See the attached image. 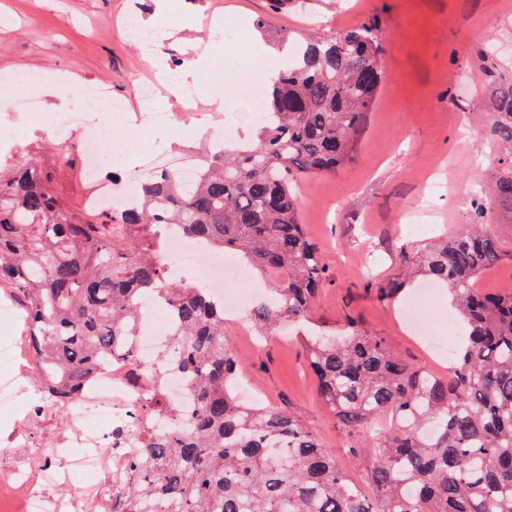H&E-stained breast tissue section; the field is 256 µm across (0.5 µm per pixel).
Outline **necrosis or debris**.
Listing matches in <instances>:
<instances>
[{"instance_id": "1", "label": "necrosis or debris", "mask_w": 512, "mask_h": 512, "mask_svg": "<svg viewBox=\"0 0 512 512\" xmlns=\"http://www.w3.org/2000/svg\"><path fill=\"white\" fill-rule=\"evenodd\" d=\"M160 258L167 270L203 285L224 304V323L244 331V315L263 295L261 281L250 268L218 249L186 235L176 224H159ZM175 331L170 303L155 299L151 319L132 339L136 361L119 357L105 363L96 379L68 407L63 431L37 443L34 430L43 428L61 406L47 393L26 332L0 346V409L26 402L22 422L0 438V512H128L123 495L135 477L134 461L145 431L163 432L186 424L195 408L190 385L169 371L165 354ZM165 393L174 415L157 413L153 401ZM93 481L69 498L53 490L69 474Z\"/></svg>"}]
</instances>
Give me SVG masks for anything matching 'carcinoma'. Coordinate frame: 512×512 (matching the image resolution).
I'll return each mask as SVG.
<instances>
[{"label": "carcinoma", "instance_id": "obj_1", "mask_svg": "<svg viewBox=\"0 0 512 512\" xmlns=\"http://www.w3.org/2000/svg\"><path fill=\"white\" fill-rule=\"evenodd\" d=\"M276 70L255 139L208 156L192 183L161 172L126 210L78 214L31 156L0 167V288L23 300L47 389L74 400L112 356H130L147 301L177 310L170 368L196 402L190 426L142 442L128 497L150 512H512V293L475 287L504 253L512 223V77L484 97L497 147L468 231L403 251L397 277L376 288L394 300L418 279L448 289L463 341L445 377L413 369L354 321L310 320L333 282L300 219L289 176L326 175L352 159L382 81L381 44L361 25L292 44ZM153 224H179L268 281L250 310L258 335L302 327L317 393L338 427L379 449L374 495L281 406L240 401L242 368L224 334V305L168 277Z\"/></svg>", "mask_w": 512, "mask_h": 512}]
</instances>
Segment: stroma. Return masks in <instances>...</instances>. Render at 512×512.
Returning a JSON list of instances; mask_svg holds the SVG:
<instances>
[{"instance_id":"obj_1","label":"stroma","mask_w":512,"mask_h":512,"mask_svg":"<svg viewBox=\"0 0 512 512\" xmlns=\"http://www.w3.org/2000/svg\"><path fill=\"white\" fill-rule=\"evenodd\" d=\"M130 13L141 19L159 14L171 26L187 15L207 20L219 13L225 22L251 27L264 18L265 31L252 27L248 39L227 37L216 61L239 91L246 88L247 67L257 61L255 44L277 47L284 32L299 39L375 26L384 80L356 153L334 174L293 178L302 220L332 277L312 318L329 328L354 318L408 364L447 374V359L408 330L404 302L380 301L374 287L395 276L401 250L462 232L472 222L471 200L494 154L484 130L481 71L491 60L498 73L512 75V0H284L279 9L270 0H0V16L11 20L0 26V74L67 78L63 87L34 89L40 113L0 111V144L22 131L23 149L58 170L56 189L73 208L98 184L123 189L150 153L204 159L224 129L219 120L207 136L183 139L192 118L225 96L223 80L210 77L193 104L167 94L173 126L150 129L151 151L137 144V88L153 69L141 44L118 29ZM89 86L125 101V115L112 118L86 105L82 93ZM225 98L229 115L240 99ZM44 111L80 113L67 149L49 144ZM105 124L112 127V143L102 146L97 169L69 171L68 154L81 152L85 133ZM232 344L246 390L302 419L351 478L367 485L377 451L338 429L316 392L299 337L265 341L252 334L233 337Z\"/></svg>"}]
</instances>
